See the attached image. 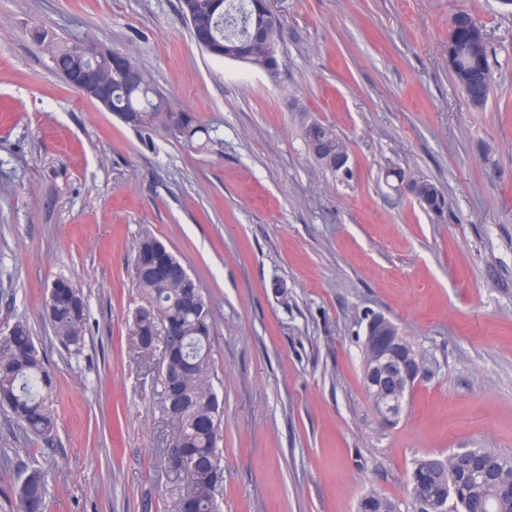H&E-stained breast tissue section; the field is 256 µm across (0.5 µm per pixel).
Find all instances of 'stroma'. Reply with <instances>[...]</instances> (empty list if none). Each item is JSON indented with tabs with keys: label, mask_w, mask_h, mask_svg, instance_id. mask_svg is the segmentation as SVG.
<instances>
[{
	"label": "stroma",
	"mask_w": 512,
	"mask_h": 512,
	"mask_svg": "<svg viewBox=\"0 0 512 512\" xmlns=\"http://www.w3.org/2000/svg\"><path fill=\"white\" fill-rule=\"evenodd\" d=\"M277 79L216 60L180 0H0V325L25 320L56 380L57 430L0 412V505L49 474V512H171L189 487L166 448L160 350L128 326L143 302L132 243L150 230L206 291L224 412L223 512H356L370 489L411 512L431 453L512 455V6L500 0H274ZM488 37L492 93L467 100L448 33ZM129 53L208 131L197 149L140 131L72 89L33 34ZM348 147L332 173L306 123ZM428 180L441 212L396 190ZM69 278L88 305L71 355L43 313ZM425 360L384 427L363 385L371 314ZM304 138L307 143L309 151H311L312 143L314 139L322 138L331 143V145L336 148V150H330L326 144L323 142H315L312 147L313 154L316 157H322L326 159L330 166L326 161L319 160L318 158L312 156L314 159L324 168L331 171H339L346 170L349 162V153L347 149H339L336 147V134L329 127L323 126L317 122H311L305 125L304 128ZM336 169H335V168Z\"/></svg>",
	"instance_id": "35a3bbf8"
}]
</instances>
